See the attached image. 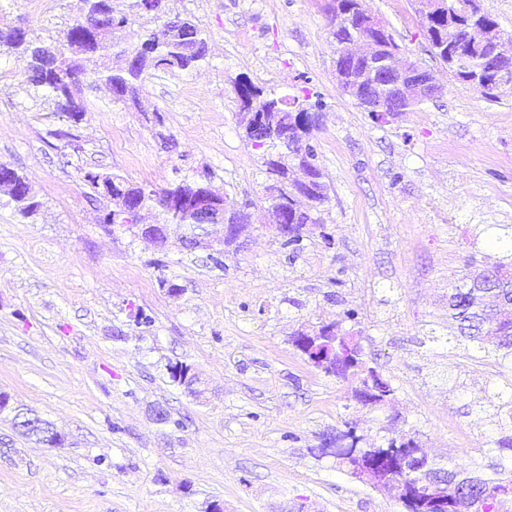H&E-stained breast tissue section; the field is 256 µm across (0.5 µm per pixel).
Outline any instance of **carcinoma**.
<instances>
[{
  "instance_id": "obj_1",
  "label": "carcinoma",
  "mask_w": 512,
  "mask_h": 512,
  "mask_svg": "<svg viewBox=\"0 0 512 512\" xmlns=\"http://www.w3.org/2000/svg\"><path fill=\"white\" fill-rule=\"evenodd\" d=\"M82 14L67 26L62 39L49 43L29 40L15 31L0 30V47L21 49L30 58L27 83L44 89L55 103V111L64 114L74 123L81 121L83 103L75 99L71 86L79 85V76L94 66L102 55L113 57L112 68L102 72L101 80L112 95V99L129 111L139 107V88L145 78L154 72L173 73L192 70L207 62L209 45L198 21L185 17L173 28L162 25L160 15L147 7L144 0H81ZM418 23L426 32L437 57L448 71L459 81L473 87L489 101L500 98L503 90L512 87V56L489 59L495 42H511L512 36L504 32L497 20L482 11L474 16L477 0H444L428 9L430 0H413ZM355 0H334L331 17L336 12L346 14V26L332 30L330 34L336 45V74L341 90L351 97L355 105L372 117H380L375 109L395 97L391 86L376 76L373 71L386 72L402 63L399 46L390 42V48L373 54V63L364 58L355 59L350 54L349 44L360 33V22L354 12ZM139 23L141 33L131 36L130 27ZM472 23L482 39L464 38V26ZM240 109L260 117L270 131L264 141H251L261 150V165L268 175L283 178L278 195H272L270 186H265L269 202L267 212L276 224L288 222L297 227L321 224L323 205L328 200V184L317 160L313 146L306 153L297 151V144L305 139L316 126L320 101L310 102L309 96H295L293 100L266 93L263 89L243 79L236 84ZM300 131V136L283 144L276 138L282 129ZM84 181L95 195L107 201L101 223L108 226L125 227L139 224L141 219L133 216V206L141 203L144 210H155L161 224L174 225L184 231L194 229L195 218L185 210L168 207L170 197H190L204 188L214 199L213 224H247L251 214L227 212L224 209L223 188L214 184L211 174L204 175V182L181 179L159 191L146 185L134 183L120 175L88 171ZM306 191L308 207L298 205L294 190ZM0 190L7 193L24 215L34 214L39 203L25 177L13 168L0 163ZM494 287L480 288L464 302L457 300L460 288H452L448 295V323L453 335L472 342L486 353L512 355V309L499 307V303L512 297V269L502 265L492 268ZM305 356L335 368L334 374L343 375L336 367L347 363H359L357 372H364L363 358L346 353L336 345L318 343L307 347ZM394 389L388 380L376 381L373 394L367 398L361 391L356 396L366 406L378 408L388 403ZM497 401V411L505 418L500 424L504 429L512 425V390H499L487 397ZM26 419L18 422L16 430L27 436L36 429L52 431L55 425L41 418L34 411L25 410ZM349 433L331 440L336 445V460L351 467L357 474L362 465L361 448L348 440ZM490 451L502 459L512 461V434H505L493 441ZM368 462L377 476L392 483L398 498H411V512H453L454 499L458 494L467 496L472 504L470 512H508L512 507V481L483 474L462 463L448 462V466H434L432 476L448 473L452 483L446 498L437 503L426 493L423 485L414 478L392 473L391 458L374 453Z\"/></svg>"
}]
</instances>
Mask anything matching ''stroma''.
<instances>
[{
	"mask_svg": "<svg viewBox=\"0 0 512 512\" xmlns=\"http://www.w3.org/2000/svg\"><path fill=\"white\" fill-rule=\"evenodd\" d=\"M331 2L165 0L201 23L207 63L147 77L135 112L88 67L76 123L27 84V55L0 48V162L40 203L26 218L0 192V392L65 436L49 448L0 417V512H204L212 501L224 512H406L322 453L351 427L368 444L405 434L431 459L491 464L502 432L482 395L512 382V361L448 338L447 306L470 265L512 264V250L490 245L512 236V89L490 102L448 73L412 0H362L440 86L413 111L372 119L338 85ZM79 7L0 0V29L45 40ZM243 79L323 104L310 141L328 215L306 227L302 252L290 256L267 221L246 226L218 265L174 232L160 249L106 230L90 170L157 190L208 170L227 210L260 214L266 177L240 121ZM157 112L173 151L154 133ZM350 308L368 366L395 391L381 410L290 341ZM140 311L151 325L136 323ZM176 362L198 373L197 393L171 380Z\"/></svg>",
	"mask_w": 512,
	"mask_h": 512,
	"instance_id": "35a3bbf8",
	"label": "stroma"
}]
</instances>
